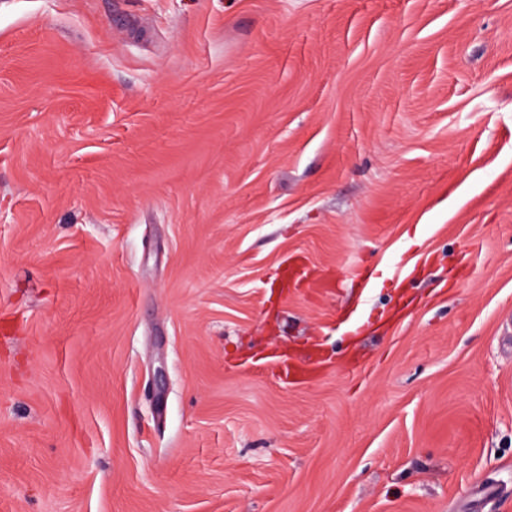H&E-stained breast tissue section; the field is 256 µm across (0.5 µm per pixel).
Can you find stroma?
Here are the masks:
<instances>
[{"label":"stroma","mask_w":512,"mask_h":512,"mask_svg":"<svg viewBox=\"0 0 512 512\" xmlns=\"http://www.w3.org/2000/svg\"><path fill=\"white\" fill-rule=\"evenodd\" d=\"M0 512H512V0H0Z\"/></svg>","instance_id":"35a3bbf8"}]
</instances>
